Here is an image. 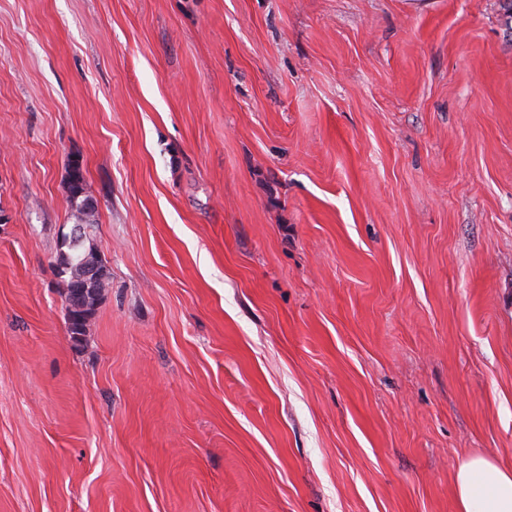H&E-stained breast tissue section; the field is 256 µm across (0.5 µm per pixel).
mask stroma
<instances>
[{"label": "stroma", "mask_w": 512, "mask_h": 512, "mask_svg": "<svg viewBox=\"0 0 512 512\" xmlns=\"http://www.w3.org/2000/svg\"><path fill=\"white\" fill-rule=\"evenodd\" d=\"M471 454L512 465V0H0V512H457ZM67 189L71 216L76 224L94 227V224H97L96 201L89 190L79 158H73L69 162ZM86 240L87 236L75 238V240L65 238L62 245L68 247L73 253L66 254L65 257L62 255L59 266V274L64 277L65 284L64 298L68 332L74 341H80L83 339L82 337L86 336L96 307L109 287V276L102 260L96 249L85 248ZM87 265H92L96 269L97 276L93 281L84 278ZM76 288H87L84 296L86 317L80 323L73 320V316L79 312L72 304Z\"/></svg>", "instance_id": "35a3bbf8"}]
</instances>
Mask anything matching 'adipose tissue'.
<instances>
[{
  "label": "adipose tissue",
  "mask_w": 512,
  "mask_h": 512,
  "mask_svg": "<svg viewBox=\"0 0 512 512\" xmlns=\"http://www.w3.org/2000/svg\"><path fill=\"white\" fill-rule=\"evenodd\" d=\"M457 512H512V466L474 454L454 474Z\"/></svg>",
  "instance_id": "1"
}]
</instances>
